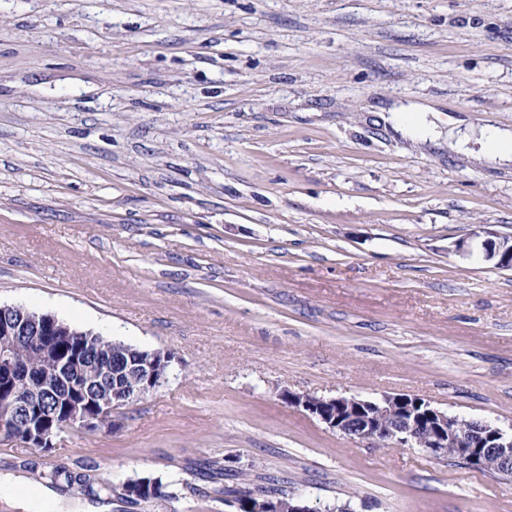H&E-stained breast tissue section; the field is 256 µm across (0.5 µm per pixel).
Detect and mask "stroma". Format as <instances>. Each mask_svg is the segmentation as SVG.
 <instances>
[{
    "instance_id": "35a3bbf8",
    "label": "stroma",
    "mask_w": 512,
    "mask_h": 512,
    "mask_svg": "<svg viewBox=\"0 0 512 512\" xmlns=\"http://www.w3.org/2000/svg\"><path fill=\"white\" fill-rule=\"evenodd\" d=\"M429 102L438 145L379 107ZM512 0H0V305L172 355L115 429L0 476L222 459L318 512H512V480L288 406L404 393L512 427ZM473 255L454 250L458 241ZM480 134V149L474 156L476 160H492L505 165L512 162V131L488 122L481 127ZM494 237L482 242L484 257L498 269L512 270V235Z\"/></svg>"
}]
</instances>
